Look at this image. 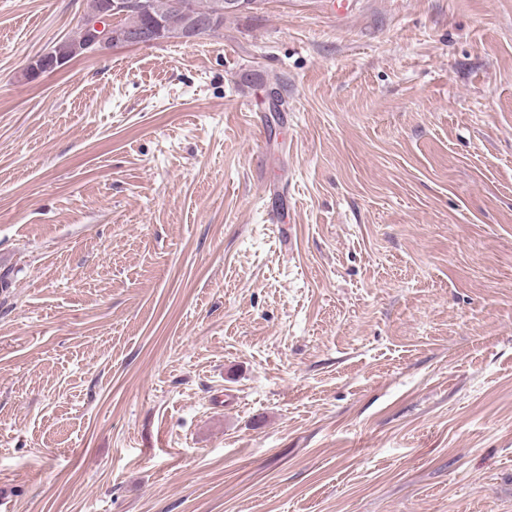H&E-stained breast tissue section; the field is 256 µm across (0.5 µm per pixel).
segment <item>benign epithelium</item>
<instances>
[{
  "mask_svg": "<svg viewBox=\"0 0 512 512\" xmlns=\"http://www.w3.org/2000/svg\"><path fill=\"white\" fill-rule=\"evenodd\" d=\"M129 11L149 12V0H96L95 8L81 17L85 41L72 47V54L89 56L105 52L115 44L149 46L165 40L164 28L154 24L146 28L119 32L118 20ZM184 38L192 40L212 25L210 20H200L194 14L185 16Z\"/></svg>",
  "mask_w": 512,
  "mask_h": 512,
  "instance_id": "7a95c632",
  "label": "benign epithelium"
}]
</instances>
